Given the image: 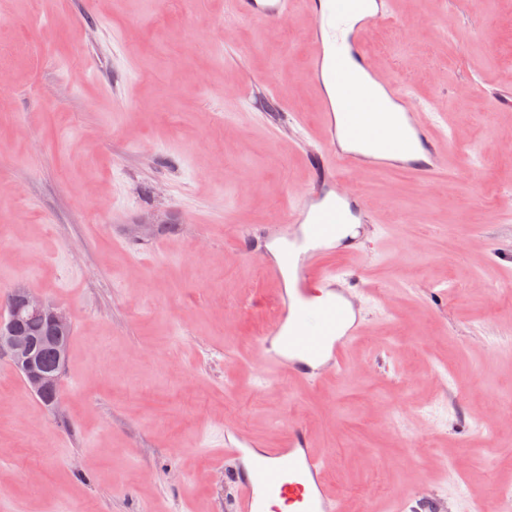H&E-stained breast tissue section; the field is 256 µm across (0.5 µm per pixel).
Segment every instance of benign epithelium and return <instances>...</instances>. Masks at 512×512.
<instances>
[{
    "instance_id": "obj_1",
    "label": "benign epithelium",
    "mask_w": 512,
    "mask_h": 512,
    "mask_svg": "<svg viewBox=\"0 0 512 512\" xmlns=\"http://www.w3.org/2000/svg\"><path fill=\"white\" fill-rule=\"evenodd\" d=\"M26 315L46 323L50 333L46 336L23 335L19 327ZM69 329L70 320L63 310L22 284L11 290L5 312L0 314V356L9 359L29 390L40 398L58 388L62 371L45 370L39 359V350Z\"/></svg>"
}]
</instances>
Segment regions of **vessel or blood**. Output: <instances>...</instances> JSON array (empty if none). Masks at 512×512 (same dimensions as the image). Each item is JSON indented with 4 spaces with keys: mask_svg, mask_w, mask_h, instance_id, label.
Returning <instances> with one entry per match:
<instances>
[{
    "mask_svg": "<svg viewBox=\"0 0 512 512\" xmlns=\"http://www.w3.org/2000/svg\"><path fill=\"white\" fill-rule=\"evenodd\" d=\"M236 16L277 23L293 7L313 20L308 38L314 46L306 76L318 86L332 85L338 96L326 106V124L311 150V182L302 199L288 209L287 220L302 224L306 234L327 239L333 225L348 220L371 223L363 198L354 184L356 171L404 173L427 183L450 174L432 113L397 81L382 79L370 51L373 28L395 15V0H349L356 19L342 36L330 26L338 0H228ZM398 107L402 134L391 148L379 147L381 130L364 120L367 112L385 113ZM336 274L322 267L317 255L300 258L293 286L279 295L282 312L271 335L263 337L267 364L303 380L342 367L346 347L360 335L362 325L337 301ZM223 454L233 465L224 479L237 490L234 512H269L281 500L288 512H338L322 456L308 443L302 428L292 429L277 448H257L240 437L225 438Z\"/></svg>",
    "mask_w": 512,
    "mask_h": 512,
    "instance_id": "vessel-or-blood-1",
    "label": "vessel or blood"
}]
</instances>
